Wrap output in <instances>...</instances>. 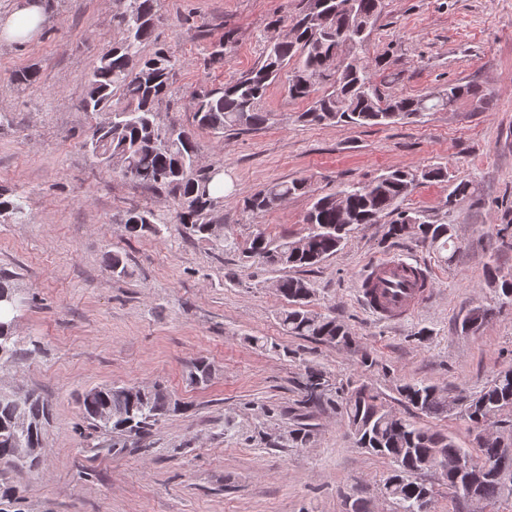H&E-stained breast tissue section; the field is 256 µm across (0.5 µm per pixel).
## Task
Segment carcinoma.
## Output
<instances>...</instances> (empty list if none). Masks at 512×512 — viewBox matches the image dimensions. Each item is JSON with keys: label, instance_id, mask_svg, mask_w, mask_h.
Here are the masks:
<instances>
[{"label": "carcinoma", "instance_id": "obj_1", "mask_svg": "<svg viewBox=\"0 0 512 512\" xmlns=\"http://www.w3.org/2000/svg\"><path fill=\"white\" fill-rule=\"evenodd\" d=\"M156 2L117 0L122 38L93 67L82 98L85 111L108 112L111 119L92 127L84 146L99 161L114 159V172L121 176L178 194L179 223L189 235L209 238V215L218 203L209 184L219 170L204 173L197 166V144L192 135L157 121L158 105L173 97L172 78L181 61L164 47L144 53L145 45L153 38ZM310 2L292 19L290 35L267 42L259 66L233 83L195 94L193 109L198 126L222 133L228 128L257 129L273 123L275 114L264 111L261 103L269 82L282 74L287 75L288 93L294 99H308L316 85L329 84V90L300 115L302 120L316 124L385 125L398 119L402 112L421 115L444 109L464 94L463 87L451 85L447 102L433 103L428 96L386 98L374 83L368 64L336 73L328 62L343 55L347 46L356 53L362 49L381 11V0H353L355 17L336 9L342 0ZM447 178L445 168L435 167L418 174L393 170L367 184H351L342 190L351 223L343 220L336 196L326 195L318 198L305 215L304 222L309 225L306 236L274 242L260 232L245 249L246 257L284 271L314 267L340 249L351 226L374 224L393 213L396 202L412 191L416 181ZM306 189L303 180L275 182L248 196L245 208L256 215L264 213L276 206V201L282 202ZM26 207V197L0 193V210H8L22 220L27 216ZM154 220L149 210H131L125 215L124 224L130 235L138 237L155 231ZM409 225L417 227L416 234L422 241L441 250L453 240L450 225L433 224L407 213L398 214L387 224L385 236L406 237ZM277 288L289 302L279 316L288 335L353 349L354 337L347 325L306 308L311 288L305 281L285 276L277 281ZM4 295L7 299L0 302V371L18 367L32 353L15 339L16 293L10 279L0 275V297ZM493 316V310L478 308L462 319L461 330L474 332ZM321 378V373L308 370L301 383L303 404L316 406L325 401ZM398 392L407 404L426 415L460 409L475 431V449L463 448L447 435L394 416L364 384L351 388L330 404L342 412L357 447L394 464L383 483L386 497L395 501L399 512H422L420 496L424 484L414 480L413 475L422 473L424 459L436 452L462 457L475 470L481 468L484 459L503 453L490 439L489 427L497 423L506 408L512 407V366L499 371L471 396L451 399L437 386L419 381L399 386ZM80 409L83 417L100 430L138 436L178 411L179 403L160 386L140 392L106 386L87 391L80 400ZM103 413L109 418L100 419ZM18 417L27 422V428L17 427ZM49 419V406L39 394L29 392L18 403L13 393L0 391V461L15 467H36V461H15L14 450L44 447ZM501 488L502 482L494 477H485L478 485L481 497L488 503L496 501Z\"/></svg>", "mask_w": 512, "mask_h": 512}]
</instances>
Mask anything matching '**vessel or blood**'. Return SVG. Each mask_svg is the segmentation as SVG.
<instances>
[{
    "label": "vessel or blood",
    "instance_id": "1",
    "mask_svg": "<svg viewBox=\"0 0 512 512\" xmlns=\"http://www.w3.org/2000/svg\"><path fill=\"white\" fill-rule=\"evenodd\" d=\"M359 296L370 313L397 322L415 314L431 300L432 278L421 263L390 255L368 267L360 280Z\"/></svg>",
    "mask_w": 512,
    "mask_h": 512
}]
</instances>
